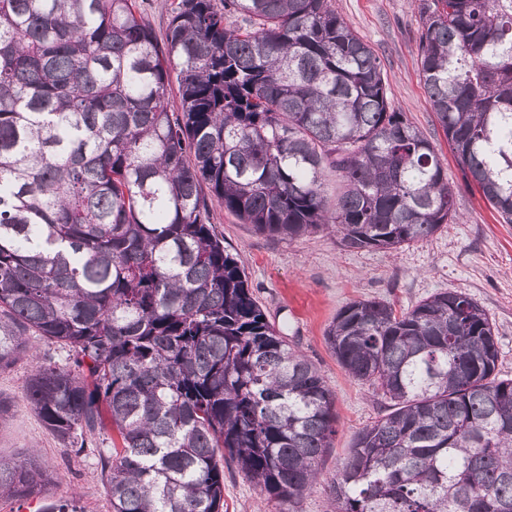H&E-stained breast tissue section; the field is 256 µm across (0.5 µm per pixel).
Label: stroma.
Returning a JSON list of instances; mask_svg holds the SVG:
<instances>
[{
  "mask_svg": "<svg viewBox=\"0 0 512 512\" xmlns=\"http://www.w3.org/2000/svg\"><path fill=\"white\" fill-rule=\"evenodd\" d=\"M349 26L380 57L387 97L436 146L448 168L455 208L462 221L445 224L431 237L397 251L347 250L334 233L316 230L294 240L256 233L219 205L210 221L237 255L248 285L270 320L285 326L292 347L320 368L336 395V434L322 461L331 477L354 434L378 420L385 401L371 386L350 378L328 350L324 333L336 312L359 299H383L408 309L440 290L467 294L488 314L498 347L499 378L512 379V224L463 176L432 111L418 72L422 23L417 0H333ZM31 363L20 360L0 370V455L36 451L53 474L46 492L29 499H0V512H40L51 504L77 500L82 512H111L98 449L109 431L77 451L60 440L30 409L25 389ZM274 500L232 467L224 469V512H281Z\"/></svg>",
  "mask_w": 512,
  "mask_h": 512,
  "instance_id": "obj_1",
  "label": "stroma"
}]
</instances>
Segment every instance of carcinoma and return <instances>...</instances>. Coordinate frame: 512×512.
<instances>
[{"mask_svg":"<svg viewBox=\"0 0 512 512\" xmlns=\"http://www.w3.org/2000/svg\"><path fill=\"white\" fill-rule=\"evenodd\" d=\"M420 15L429 103L512 224V0ZM204 185L260 234L351 250L458 221L438 151L332 0H177L161 44L138 0H0V370L35 361L26 400L80 452L109 414L112 512H222L226 459L288 512L335 433V394L268 320ZM41 341L71 363L38 361ZM325 341L387 401L330 512H512V379L476 301H352ZM51 482L33 450L0 457L1 499Z\"/></svg>","mask_w":512,"mask_h":512,"instance_id":"carcinoma-1","label":"carcinoma"}]
</instances>
